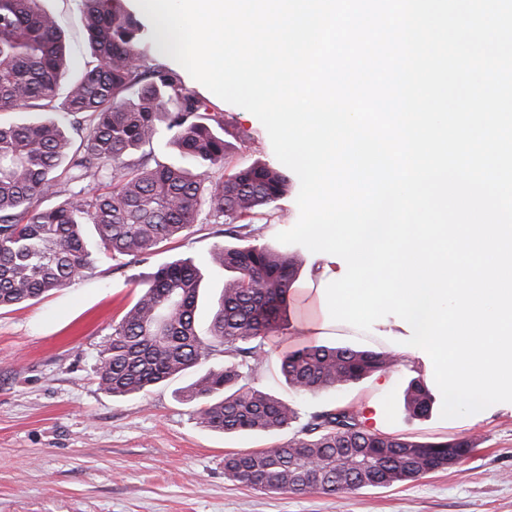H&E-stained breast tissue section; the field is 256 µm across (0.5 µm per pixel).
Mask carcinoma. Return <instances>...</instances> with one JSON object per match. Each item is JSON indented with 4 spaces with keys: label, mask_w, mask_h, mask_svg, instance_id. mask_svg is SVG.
Returning a JSON list of instances; mask_svg holds the SVG:
<instances>
[{
    "label": "carcinoma",
    "mask_w": 512,
    "mask_h": 512,
    "mask_svg": "<svg viewBox=\"0 0 512 512\" xmlns=\"http://www.w3.org/2000/svg\"><path fill=\"white\" fill-rule=\"evenodd\" d=\"M38 2L0 0V112L48 114L0 123V308L70 285L103 255L146 259L188 231L205 206L208 223L230 225L224 233L234 239L211 254L229 276L209 335L196 327L199 269L190 260L167 262L98 352V384L125 396L191 372L183 398L202 427L260 435L288 428L296 410L249 385L242 368L256 370L265 340L287 326L298 255L258 245L254 233L274 220L290 177L261 161L226 169L224 114L150 58L141 23L121 0H79L91 60L61 87L64 34ZM163 134L187 165L156 160L153 143ZM49 197L59 202L42 206ZM216 353L231 364L201 368ZM392 366L384 352L310 345L285 354L280 371L294 392L316 393ZM432 404L429 390L412 382L407 409L423 415ZM469 447L468 440L382 437L365 431L354 412L328 407L286 443L225 455L224 478L257 491L335 495L446 470L448 449Z\"/></svg>",
    "instance_id": "1"
}]
</instances>
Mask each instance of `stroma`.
I'll return each instance as SVG.
<instances>
[{
  "label": "stroma",
  "instance_id": "stroma-1",
  "mask_svg": "<svg viewBox=\"0 0 512 512\" xmlns=\"http://www.w3.org/2000/svg\"><path fill=\"white\" fill-rule=\"evenodd\" d=\"M40 7L56 16L68 74L76 76L90 56L76 22L77 0H40ZM185 84L223 112L230 165L275 162L256 116L193 78ZM227 241L223 225L197 223L148 259H101L84 279L0 310V512H512V405L454 419L437 409L411 416L407 388L433 379L421 358L404 351L411 331L394 315L367 332L344 323L322 339L396 351L394 367L340 389L296 395L279 372L280 361L309 340L298 333L299 312L288 311L287 328L267 340L266 359L250 381L299 414L273 438L200 426L181 396L187 375L121 397L100 388L98 351L159 265L182 258L201 269L196 320L199 330L207 329L224 280L208 258ZM330 406L350 408L371 433L423 442L472 439L476 446L454 467L417 481L338 496L264 493L225 479L226 454L288 442L310 414Z\"/></svg>",
  "mask_w": 512,
  "mask_h": 512
}]
</instances>
